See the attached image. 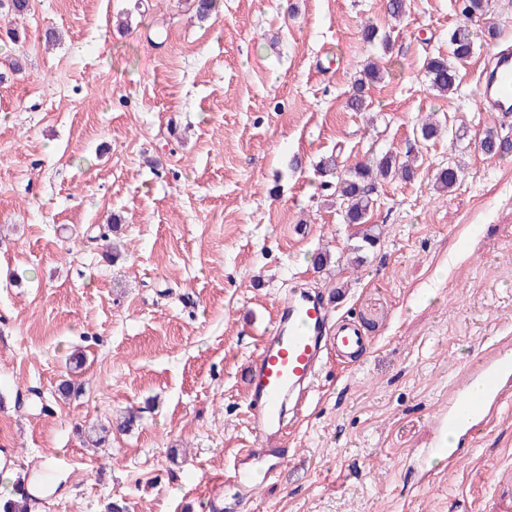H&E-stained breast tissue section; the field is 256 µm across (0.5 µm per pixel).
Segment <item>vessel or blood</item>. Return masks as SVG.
<instances>
[{
  "label": "vessel or blood",
  "mask_w": 512,
  "mask_h": 512,
  "mask_svg": "<svg viewBox=\"0 0 512 512\" xmlns=\"http://www.w3.org/2000/svg\"><path fill=\"white\" fill-rule=\"evenodd\" d=\"M496 71L479 87V104L496 112L512 102V47L495 55ZM327 311L323 298L299 292L279 305L274 331L262 342V349L248 382L249 423L257 447L243 449L245 460L269 459V466L239 470L235 479L244 491H252L258 479H271L283 467L287 455L281 446L288 398L315 377L324 347L348 356L365 352L364 338L350 321L327 332ZM480 382L479 393L456 389L448 395V411L437 421L439 428L455 433L483 424L497 415L512 386V344L502 343L495 351L476 357L470 367Z\"/></svg>",
  "instance_id": "b4317fda"
}]
</instances>
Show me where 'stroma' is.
<instances>
[{"label":"stroma","instance_id":"35a3bbf8","mask_svg":"<svg viewBox=\"0 0 512 512\" xmlns=\"http://www.w3.org/2000/svg\"><path fill=\"white\" fill-rule=\"evenodd\" d=\"M194 5L29 0L17 16L0 0V454L65 479L30 512H512V404L457 467L434 459L426 478L412 454L473 359L512 337V152L478 148L489 128L512 139V116L478 103L512 0L472 21L497 37L448 96L426 63L447 56L458 0H407L397 21L387 0H219L205 22ZM374 59L387 73L351 111ZM430 113L443 131L426 141ZM411 147L414 178L379 182L380 235L359 249L317 163ZM448 166L458 181L436 193ZM297 285L367 351L329 355L288 466L250 498L231 479L257 445L249 366ZM129 410L133 427L88 444Z\"/></svg>","mask_w":512,"mask_h":512}]
</instances>
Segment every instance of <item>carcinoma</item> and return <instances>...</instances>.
Here are the masks:
<instances>
[{
  "instance_id": "carcinoma-1",
  "label": "carcinoma",
  "mask_w": 512,
  "mask_h": 512,
  "mask_svg": "<svg viewBox=\"0 0 512 512\" xmlns=\"http://www.w3.org/2000/svg\"><path fill=\"white\" fill-rule=\"evenodd\" d=\"M477 33L466 25H459L448 35V47L451 59L435 57L426 66V74L430 89L441 94H449L456 90L459 80L457 65L471 58L475 49ZM382 76L380 66L370 62L364 69L363 79L356 87V93L348 101V107L360 112L365 107L364 87ZM478 147L487 156L505 154L512 151V143L501 137L498 131L489 128L479 139ZM417 157L407 152L399 155L387 152L369 162H359L336 177L334 194L346 224H366L374 209L376 198L374 190L381 180L398 178L410 180L415 174ZM457 170L448 167L436 174L435 189L447 192L457 182Z\"/></svg>"
}]
</instances>
